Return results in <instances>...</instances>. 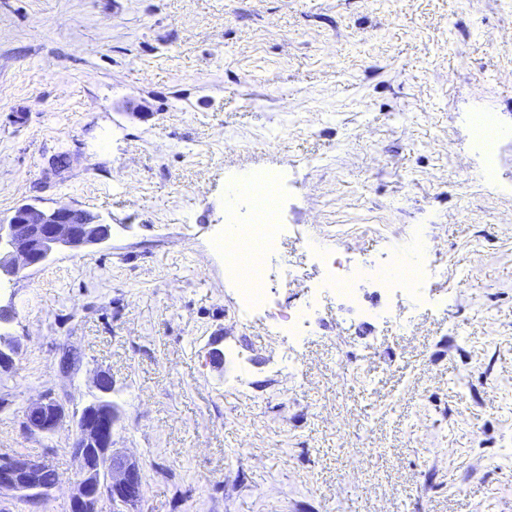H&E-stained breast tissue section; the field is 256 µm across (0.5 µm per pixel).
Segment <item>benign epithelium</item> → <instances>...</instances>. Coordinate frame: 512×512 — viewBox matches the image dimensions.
I'll use <instances>...</instances> for the list:
<instances>
[{
  "label": "benign epithelium",
  "instance_id": "7a95c632",
  "mask_svg": "<svg viewBox=\"0 0 512 512\" xmlns=\"http://www.w3.org/2000/svg\"><path fill=\"white\" fill-rule=\"evenodd\" d=\"M112 237V226L91 212L73 206L49 210L31 204L17 206L8 221L0 224V281L11 280L27 268L45 263L52 253L67 247L78 250L95 246ZM0 367L14 363L20 346L0 336ZM100 396L86 405L73 420L70 452L80 461L81 478L70 498V512H103L102 504L135 507L142 498L143 472L139 463L113 451L112 380L97 382ZM66 416L64 405L46 395L29 404L24 426L41 433L54 432ZM51 468L43 461L19 454L0 453V495H19L37 509L50 495L57 480L44 476Z\"/></svg>",
  "mask_w": 512,
  "mask_h": 512
}]
</instances>
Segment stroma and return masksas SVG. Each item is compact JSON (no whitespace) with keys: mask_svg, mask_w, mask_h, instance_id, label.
I'll list each match as a JSON object with an SVG mask.
<instances>
[{"mask_svg":"<svg viewBox=\"0 0 512 512\" xmlns=\"http://www.w3.org/2000/svg\"><path fill=\"white\" fill-rule=\"evenodd\" d=\"M253 171L282 180L271 261L298 274L273 310L322 278L304 239L352 266L417 231L427 304L327 296L282 371L214 246ZM23 203L112 227L0 283V448L57 472L39 512L70 510L69 418L103 375L138 512H512V0H0V218ZM47 394L67 421L27 431Z\"/></svg>","mask_w":512,"mask_h":512,"instance_id":"1","label":"stroma"}]
</instances>
